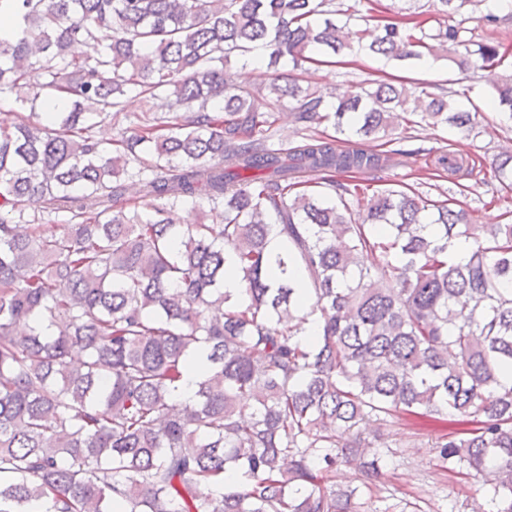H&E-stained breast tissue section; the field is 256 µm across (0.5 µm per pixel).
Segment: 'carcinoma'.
I'll return each instance as SVG.
<instances>
[{
    "label": "carcinoma",
    "mask_w": 512,
    "mask_h": 512,
    "mask_svg": "<svg viewBox=\"0 0 512 512\" xmlns=\"http://www.w3.org/2000/svg\"><path fill=\"white\" fill-rule=\"evenodd\" d=\"M435 2L456 24L387 20L375 35L335 0H0L16 21L0 36V101L28 111L0 124V512H353L336 466L356 465L374 491L382 467L362 431L402 414L469 419L437 436L440 461L482 477L491 512H512V382L500 377L512 368V223L473 224L451 198L391 187L299 190L303 171L387 158L315 138L287 155L268 147L271 103L226 69L264 50L268 95L363 140L411 115L467 130L476 114L454 95L404 82L370 80L328 108L279 83L282 60L345 49L473 71L501 62L464 16L483 0ZM79 42L93 54L71 55ZM494 92L512 124V79ZM132 93L165 95L169 110L99 140L98 121ZM129 183L166 204L113 212ZM187 200L221 223L175 224ZM459 240L464 264L449 251ZM226 265L242 274L239 299ZM193 358L201 379L179 404Z\"/></svg>",
    "instance_id": "obj_1"
}]
</instances>
